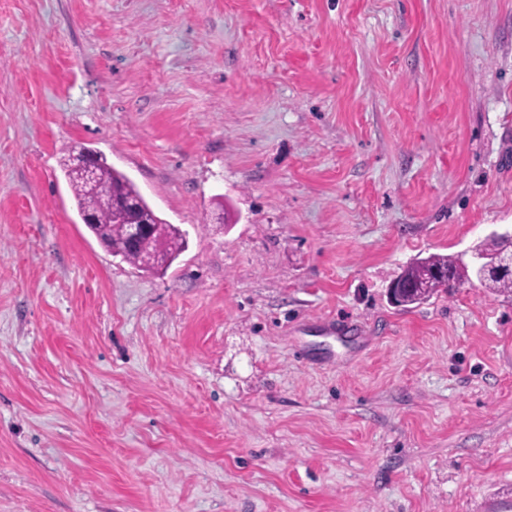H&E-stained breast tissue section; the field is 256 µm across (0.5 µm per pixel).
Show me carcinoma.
Instances as JSON below:
<instances>
[{
  "label": "carcinoma",
  "instance_id": "carcinoma-1",
  "mask_svg": "<svg viewBox=\"0 0 512 512\" xmlns=\"http://www.w3.org/2000/svg\"><path fill=\"white\" fill-rule=\"evenodd\" d=\"M62 170L77 200L79 213L90 211L97 215V223L87 225L89 231L123 261L153 273L169 267L185 248L183 231L162 220L128 176L106 161L100 162L97 176L92 181L74 167L70 156L63 161ZM129 199L139 200L140 217L150 221L146 233L135 245L129 244L125 224L117 220L114 212V204ZM474 250L512 255V238L493 235L475 246ZM450 269L454 270L453 279L440 276ZM470 279L468 267L458 258L431 254L408 265L396 277L392 298L405 309L424 302L441 289L447 291ZM480 283L487 288L512 293V272H492L480 278Z\"/></svg>",
  "mask_w": 512,
  "mask_h": 512
}]
</instances>
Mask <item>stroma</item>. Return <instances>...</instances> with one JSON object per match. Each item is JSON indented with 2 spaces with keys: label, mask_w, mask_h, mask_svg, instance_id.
<instances>
[{
  "label": "stroma",
  "mask_w": 512,
  "mask_h": 512,
  "mask_svg": "<svg viewBox=\"0 0 512 512\" xmlns=\"http://www.w3.org/2000/svg\"><path fill=\"white\" fill-rule=\"evenodd\" d=\"M510 228L512 0H0V512H512V294L387 299ZM77 151L64 159L62 170L77 200L80 216L85 212L97 215V224H88L91 217L84 215L83 223L95 238L112 254L121 257L124 262L145 272H158L171 265L179 253L185 248L186 237L183 231L174 224H167L148 205L136 185L123 172L112 168L94 150L86 148L81 165L88 176L92 177L96 165L100 162L97 176L93 181L85 178L82 172L74 167L72 157ZM129 199L139 200L140 217L150 221L144 236L136 245H130L126 235V227L118 221L113 210L114 204ZM151 260L161 261L152 266L142 267ZM448 269L454 270L453 280L439 276ZM471 279L468 267L458 258L431 254L408 265L395 279L392 298L399 307L410 308L430 298L440 289L457 288Z\"/></svg>",
  "instance_id": "stroma-1"
}]
</instances>
